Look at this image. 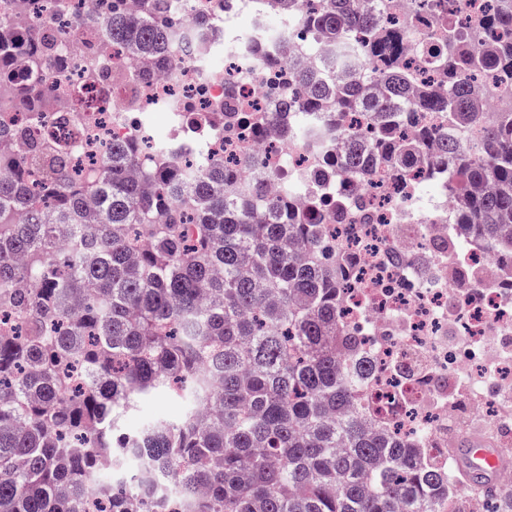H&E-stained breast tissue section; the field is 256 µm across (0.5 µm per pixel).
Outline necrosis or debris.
I'll list each match as a JSON object with an SVG mask.
<instances>
[{
	"label": "necrosis or debris",
	"mask_w": 512,
	"mask_h": 512,
	"mask_svg": "<svg viewBox=\"0 0 512 512\" xmlns=\"http://www.w3.org/2000/svg\"><path fill=\"white\" fill-rule=\"evenodd\" d=\"M437 2L445 22L468 32L473 48L488 46L485 21L501 0ZM246 3L169 0V14L185 37L163 70L149 72L97 29L77 26L79 17L102 11L101 0H33L19 41L50 37L57 46L44 70L28 76L43 111H15L0 95V126L52 135L59 131L57 116H67L65 172L92 184L112 142L146 141L155 109L171 103L165 151L197 166H223L234 181L259 184L257 205L272 194L297 202L315 195L369 212L367 224H334L325 216L320 222L326 243L353 262L343 314L360 330L361 354L377 365L381 393L399 389L405 395L389 410L391 430L400 436L430 432L433 448L444 453L452 426L479 422L499 434L502 446L512 445V289L499 279L506 258L488 260L482 248L469 245L464 266L448 250L456 212L447 168L414 173L401 187L382 168L321 179L336 153L334 142L320 148L288 135L287 115L268 107L302 103L293 71L300 64L322 65L327 48L303 13L280 14L274 26L259 9L251 34L230 41L229 24ZM382 14L400 29L399 54L418 83L447 95V76L426 64L434 23L427 0H383ZM118 71L129 75L127 85L113 87L93 110L77 107L90 73L106 81ZM230 99L241 106L231 126L196 125L184 114L188 107L209 112Z\"/></svg>",
	"instance_id": "necrosis-or-debris-1"
}]
</instances>
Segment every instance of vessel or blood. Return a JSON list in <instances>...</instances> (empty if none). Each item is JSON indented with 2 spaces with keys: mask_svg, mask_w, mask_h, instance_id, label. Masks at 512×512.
<instances>
[{
  "mask_svg": "<svg viewBox=\"0 0 512 512\" xmlns=\"http://www.w3.org/2000/svg\"><path fill=\"white\" fill-rule=\"evenodd\" d=\"M455 462L459 472L479 476L486 491H495L501 475L512 472V455L493 448L481 434H463Z\"/></svg>",
  "mask_w": 512,
  "mask_h": 512,
  "instance_id": "b4317fda",
  "label": "vessel or blood"
}]
</instances>
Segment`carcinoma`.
Listing matches in <instances>:
<instances>
[{
	"mask_svg": "<svg viewBox=\"0 0 512 512\" xmlns=\"http://www.w3.org/2000/svg\"><path fill=\"white\" fill-rule=\"evenodd\" d=\"M306 19L333 42L360 41L342 61L346 81L298 74L304 111L363 112L370 123L366 136L337 128L344 146L322 176L373 164L401 181L444 162L461 236L512 254V112L500 110L478 146L448 137L480 121L464 72H490L512 91V40L474 56L460 30L442 29L429 65L457 79L447 98L425 89L420 103L448 127L404 139L413 77L376 0H322ZM96 23L150 62L168 59L180 36L163 0H140L136 14L114 4ZM486 27L512 31V0ZM379 53L386 63L365 74ZM0 90L39 110L1 59ZM68 150L64 138L51 144L48 212L28 206L21 161L0 170V288L37 284L0 295L1 308L25 316L21 333L0 330V512H85L91 484L100 512H132L130 494L141 512H444L461 499L429 437H395L370 406L378 369L342 320L350 266L321 241L320 200L256 209L224 167L194 179L165 155L134 180L142 147L124 141L95 185H76L63 172ZM62 224L83 253L59 257ZM169 391L189 405L180 419L118 430L138 403ZM105 458L112 481L99 476ZM161 482L177 497L159 493ZM487 512H512V492L497 489Z\"/></svg>",
	"mask_w": 512,
	"mask_h": 512,
	"instance_id": "cac0c4a2",
	"label": "carcinoma"
}]
</instances>
